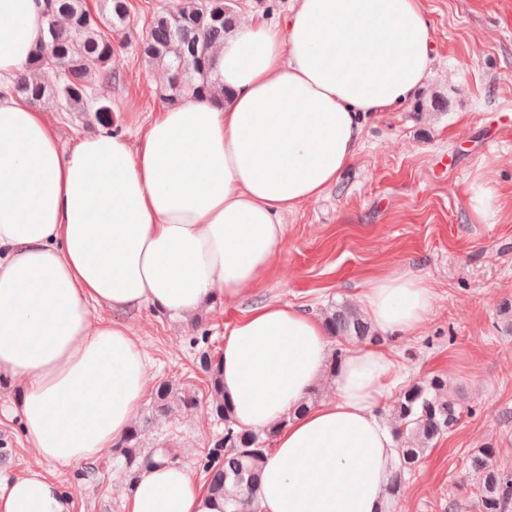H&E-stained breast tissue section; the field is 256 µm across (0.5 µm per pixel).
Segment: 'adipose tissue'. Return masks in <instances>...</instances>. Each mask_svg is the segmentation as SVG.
<instances>
[{
    "label": "adipose tissue",
    "mask_w": 512,
    "mask_h": 512,
    "mask_svg": "<svg viewBox=\"0 0 512 512\" xmlns=\"http://www.w3.org/2000/svg\"><path fill=\"white\" fill-rule=\"evenodd\" d=\"M46 0H0V83L43 41ZM434 59L422 0H296L282 27L243 19L213 57L227 98L166 108L136 137L98 132L65 148L46 112L0 97V380L21 389L36 464L0 483V512H74L51 474L126 436L150 361L121 314L189 317L270 276L283 217L320 198L355 159L365 115L407 102ZM363 299L386 335L418 329L419 278L372 279ZM330 352L300 307L249 309L224 338V395L240 428H283L265 462L261 512H384L396 459L379 417L389 349L345 351L334 399L302 408ZM189 471L142 469L125 512H222Z\"/></svg>",
    "instance_id": "1"
}]
</instances>
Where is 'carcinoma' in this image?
<instances>
[{
    "instance_id": "cac0c4a2",
    "label": "carcinoma",
    "mask_w": 512,
    "mask_h": 512,
    "mask_svg": "<svg viewBox=\"0 0 512 512\" xmlns=\"http://www.w3.org/2000/svg\"><path fill=\"white\" fill-rule=\"evenodd\" d=\"M129 16L128 0H99L94 11L86 0H49L47 40L18 79L4 90L35 105L51 99L61 112H111L108 88L116 79L112 70L115 47L106 31L126 25ZM235 23L232 0H181L153 11L140 56L148 68L167 74V83L159 89L164 104L177 106L189 97L214 100L211 56L224 45V36ZM47 72L55 73V83H45L43 75ZM323 324L333 338L374 339L369 322L350 304L329 310ZM198 365L208 377L210 413L224 425V431L201 460L208 487L224 498V512H257L267 445L281 425L261 432L237 427L220 386L219 363L208 349L199 351ZM197 404L195 396L177 391L167 380L161 381L155 388L152 419L167 417L177 407ZM466 408L464 400L448 393V381L441 376L413 383L400 394L391 413L398 456L387 488L390 498H400L407 476ZM141 435L142 429L132 426L116 448L126 465L137 471L152 461V456L137 452ZM495 457L496 449L480 448L467 462L478 512H509L512 508V472L498 467Z\"/></svg>"
}]
</instances>
